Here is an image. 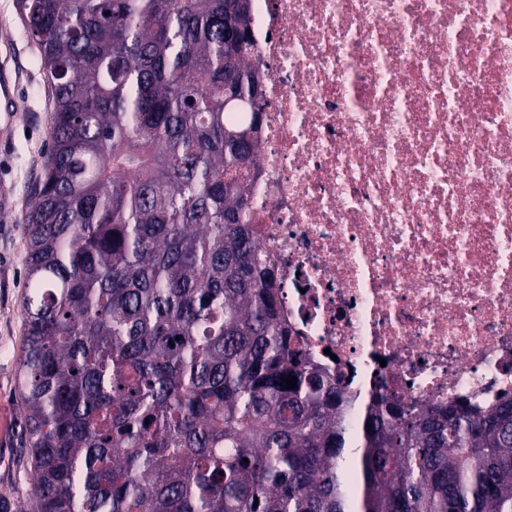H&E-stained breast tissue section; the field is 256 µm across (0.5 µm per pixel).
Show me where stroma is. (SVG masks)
I'll return each mask as SVG.
<instances>
[{"label":"stroma","instance_id":"1","mask_svg":"<svg viewBox=\"0 0 512 512\" xmlns=\"http://www.w3.org/2000/svg\"><path fill=\"white\" fill-rule=\"evenodd\" d=\"M1 40L14 48L8 68L17 76L18 112L11 130L0 134V186L10 190L13 200L11 210L0 211V512H27L32 485L21 457L25 425L18 386L29 291L25 217L46 159L52 103L38 48L16 0H0Z\"/></svg>","mask_w":512,"mask_h":512}]
</instances>
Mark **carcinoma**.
<instances>
[{
  "label": "carcinoma",
  "instance_id": "cac0c4a2",
  "mask_svg": "<svg viewBox=\"0 0 512 512\" xmlns=\"http://www.w3.org/2000/svg\"><path fill=\"white\" fill-rule=\"evenodd\" d=\"M17 8L53 94L26 216L32 512H512L511 397L411 412L376 394L353 419L290 335L242 208L250 12Z\"/></svg>",
  "mask_w": 512,
  "mask_h": 512
}]
</instances>
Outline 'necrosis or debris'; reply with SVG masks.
<instances>
[{
	"instance_id": "1",
	"label": "necrosis or debris",
	"mask_w": 512,
	"mask_h": 512,
	"mask_svg": "<svg viewBox=\"0 0 512 512\" xmlns=\"http://www.w3.org/2000/svg\"><path fill=\"white\" fill-rule=\"evenodd\" d=\"M249 220L359 401L512 396V0H252Z\"/></svg>"
}]
</instances>
